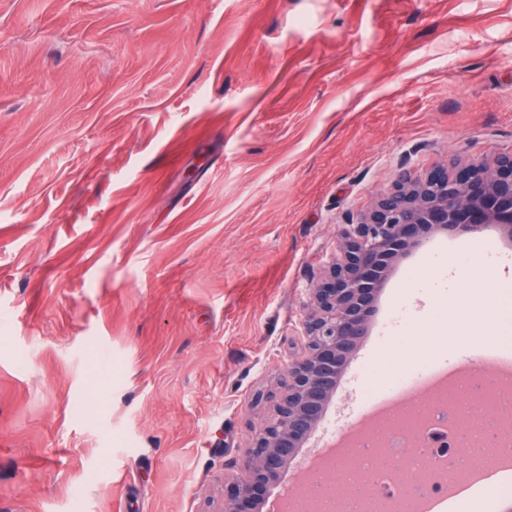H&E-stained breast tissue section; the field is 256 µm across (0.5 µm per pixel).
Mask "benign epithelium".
<instances>
[{
  "mask_svg": "<svg viewBox=\"0 0 512 512\" xmlns=\"http://www.w3.org/2000/svg\"><path fill=\"white\" fill-rule=\"evenodd\" d=\"M494 224L512 237V152L492 161L439 165L420 177L398 174L356 224L342 228L334 255L308 289L300 352L279 379L273 413L224 477L222 512H260L263 498L324 416L325 405L392 263L437 232L474 235Z\"/></svg>",
  "mask_w": 512,
  "mask_h": 512,
  "instance_id": "7a95c632",
  "label": "benign epithelium"
}]
</instances>
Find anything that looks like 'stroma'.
Here are the masks:
<instances>
[{
    "instance_id": "stroma-1",
    "label": "stroma",
    "mask_w": 512,
    "mask_h": 512,
    "mask_svg": "<svg viewBox=\"0 0 512 512\" xmlns=\"http://www.w3.org/2000/svg\"><path fill=\"white\" fill-rule=\"evenodd\" d=\"M512 150V0H0V512H220L308 290L399 171ZM388 276L278 486L433 345L512 353V250Z\"/></svg>"
}]
</instances>
